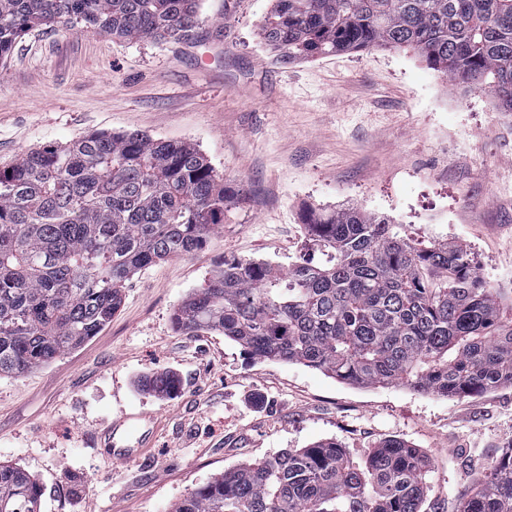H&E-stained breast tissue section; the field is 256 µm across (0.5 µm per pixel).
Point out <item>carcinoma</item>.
<instances>
[{"instance_id": "carcinoma-1", "label": "carcinoma", "mask_w": 512, "mask_h": 512, "mask_svg": "<svg viewBox=\"0 0 512 512\" xmlns=\"http://www.w3.org/2000/svg\"><path fill=\"white\" fill-rule=\"evenodd\" d=\"M201 0H0V57L42 25L181 42ZM265 42L288 60L409 48L453 88L512 112V0H275ZM230 189L194 145L86 134L0 169V375L86 342L126 282L194 255L224 226ZM310 247L283 268L241 258L175 311L253 357L302 364L355 386L467 396L512 384V319L464 245L423 246L357 208L303 211ZM426 456L398 438L361 462L326 440L244 461L173 512H421ZM39 486L0 464V512H34ZM457 512H512V456L494 461Z\"/></svg>"}]
</instances>
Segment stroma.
<instances>
[{
  "mask_svg": "<svg viewBox=\"0 0 512 512\" xmlns=\"http://www.w3.org/2000/svg\"><path fill=\"white\" fill-rule=\"evenodd\" d=\"M274 0H202L195 40L118 39L41 26L0 59V167L92 132L187 141L240 193L192 256L136 273L97 336L22 375H0V462L41 488L40 512H170L244 460L335 440L354 460L402 439L430 461L421 512L512 448V386L465 397L343 384L252 357L174 312L226 259L287 266L306 250L303 209L354 206L414 241L462 244L512 289V112L448 86L406 49L291 61L260 27ZM176 382L155 393L146 382ZM125 412L159 427L116 463L95 432Z\"/></svg>",
  "mask_w": 512,
  "mask_h": 512,
  "instance_id": "stroma-1",
  "label": "stroma"
}]
</instances>
